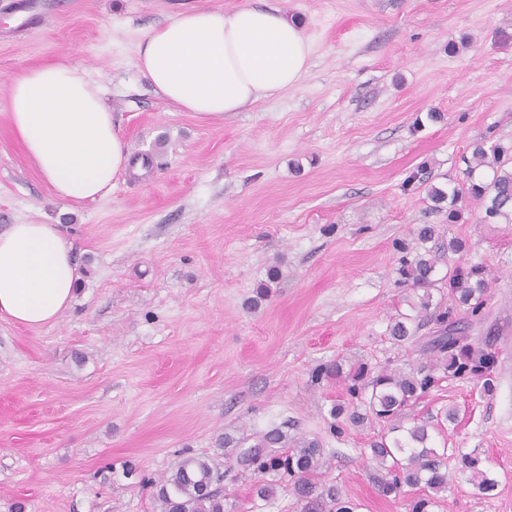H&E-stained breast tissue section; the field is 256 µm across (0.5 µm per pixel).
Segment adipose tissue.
<instances>
[{
  "instance_id": "obj_1",
  "label": "adipose tissue",
  "mask_w": 512,
  "mask_h": 512,
  "mask_svg": "<svg viewBox=\"0 0 512 512\" xmlns=\"http://www.w3.org/2000/svg\"><path fill=\"white\" fill-rule=\"evenodd\" d=\"M310 53L300 26L278 11L202 9L151 27L134 66L170 104L220 121L296 85ZM102 96L98 83L63 58L12 79L11 129L61 199L96 198L141 169ZM79 277L58 225L14 224L0 233V318L29 328L56 321Z\"/></svg>"
}]
</instances>
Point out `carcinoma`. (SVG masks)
Returning a JSON list of instances; mask_svg holds the SVG:
<instances>
[{
	"label": "carcinoma",
	"instance_id": "cac0c4a2",
	"mask_svg": "<svg viewBox=\"0 0 512 512\" xmlns=\"http://www.w3.org/2000/svg\"><path fill=\"white\" fill-rule=\"evenodd\" d=\"M462 162L457 186L448 193L439 188L429 191L436 203L448 202V223L462 220L467 207L474 204L484 222L512 224V146L477 140ZM437 234L436 226L423 224L417 228L418 244L402 249L398 274L421 293L408 300L410 312L397 313L388 328L389 336L397 342L413 338L432 306V286L437 281L443 283L451 304L436 317L440 334L428 343L432 359L407 370L389 365L371 369L365 363L347 369L338 361L313 373L316 381L324 378L343 384L351 402L364 407V412L351 414V423L371 419L389 425L388 432L371 442V460L384 470L378 484L381 495H396L405 487L421 491L408 501V512H431L438 496L448 492L449 455L455 459L459 474L479 494L488 496L498 486L477 450H439L431 444L430 424L408 417L410 406L447 377L473 380L486 395L494 391V355L464 335L465 322L478 318L486 304L487 269L462 259L464 243L456 237L448 238V246L440 253L427 246ZM444 259L448 260V271L437 280L436 267ZM323 467L324 449L319 441L301 438L290 446L287 435L274 427L222 463L195 455L182 457L161 482L157 500L161 512H227L224 473L237 470L258 478L255 495L263 501L274 496L275 483L284 481L302 504V512H358L359 504L322 481Z\"/></svg>",
	"mask_w": 512,
	"mask_h": 512
}]
</instances>
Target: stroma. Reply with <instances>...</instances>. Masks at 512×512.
Instances as JSON below:
<instances>
[{"label": "stroma", "instance_id": "stroma-1", "mask_svg": "<svg viewBox=\"0 0 512 512\" xmlns=\"http://www.w3.org/2000/svg\"><path fill=\"white\" fill-rule=\"evenodd\" d=\"M0 0V232L56 224L82 278L50 325L0 318V512H159L155 481L183 454H232L274 427L318 439L323 479L359 512H407L368 462L381 424L331 433L343 387L313 371L344 359L428 362L387 327L413 288L397 272L420 224L466 242L489 271L471 341L496 357L495 391L444 380L410 409L436 444L478 449L498 480L460 476L433 512H512V224L432 210L479 139L512 144V0H57L23 40ZM266 5L302 25L310 68L295 86L215 122L180 111L136 71L139 41L189 7ZM67 58L103 89L143 175L104 196L60 199L8 120L11 76ZM441 113L433 122L429 113ZM427 166L429 185L406 186ZM455 423L437 419L445 407ZM135 475L124 476L126 467ZM234 512H295L288 491L253 501L229 472Z\"/></svg>", "mask_w": 512, "mask_h": 512}]
</instances>
